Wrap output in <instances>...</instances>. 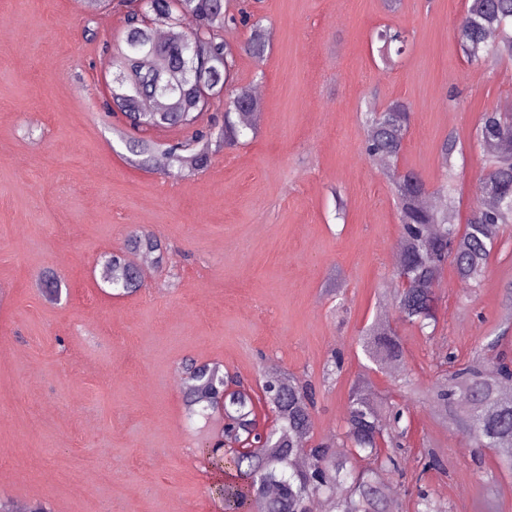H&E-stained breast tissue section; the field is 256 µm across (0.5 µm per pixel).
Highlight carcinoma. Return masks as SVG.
Wrapping results in <instances>:
<instances>
[{"label":"carcinoma","instance_id":"carcinoma-1","mask_svg":"<svg viewBox=\"0 0 512 512\" xmlns=\"http://www.w3.org/2000/svg\"><path fill=\"white\" fill-rule=\"evenodd\" d=\"M244 27L239 48L224 41V28ZM455 34L467 62L488 68L512 62V0H468ZM379 52L387 59L402 57L410 33L385 25L377 32ZM270 45L263 18L241 11H224V0H140L123 17L119 39L105 44L112 57L113 79L108 91L128 123L142 131L195 124L208 106L198 85L224 86V129L219 136L196 130L191 140L166 150L179 173L191 176L205 169L217 150L231 149L246 131L257 132L263 103L251 85L238 82L237 55L260 56ZM154 95L164 107L137 111L143 97ZM412 106L392 99L365 113L363 149L371 158L388 160L384 172L397 201L401 227L397 276L407 286L390 290L397 322L425 331L438 322L440 297L436 283L446 268L458 282L475 287L485 278L503 228L512 224V113L485 109L471 133L485 161L476 186L477 201L464 224L456 223L454 197L448 185L429 188L423 177L400 165L411 126ZM465 145L450 133L440 144L442 162L453 170ZM433 193L444 197L440 207L425 205ZM160 237L148 230L132 232L124 248L101 262V281L119 295L144 287L140 268L129 253L148 256L155 264L166 258ZM366 359L382 369L402 357L398 329L388 320H375L358 338ZM453 352L444 356L452 368L447 382L433 393L438 417L454 424L479 450L492 448L500 465L512 471V360L502 352L471 364L456 366ZM343 354L334 351L323 369V381L341 373ZM182 370L185 410L205 423H216L220 409L227 431L237 441L250 439L263 452L244 448L225 455L206 450L208 463L223 474L212 495L222 512H309L319 499L329 512H396L400 490L390 485L402 476L403 441L408 434L405 410L375 400L365 383L354 385L346 404L339 443L313 439L315 387L288 373L266 377L262 395L226 391L225 375L215 363L188 359ZM273 416L272 425L259 424V411Z\"/></svg>","mask_w":512,"mask_h":512}]
</instances>
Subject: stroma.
Instances as JSON below:
<instances>
[{"mask_svg": "<svg viewBox=\"0 0 512 512\" xmlns=\"http://www.w3.org/2000/svg\"><path fill=\"white\" fill-rule=\"evenodd\" d=\"M467 0H255L272 28L261 57L238 58L260 87L256 137L180 177L130 161L120 116L103 102L112 79L104 42L120 33L117 0H0V496L52 512H219L200 420L185 414L184 360L216 362L257 385L269 365L317 386L314 435L338 434L349 391L377 399L402 381L423 392L441 358L471 359L504 319L512 227L490 271L469 290L446 270L434 336L400 326L403 358L379 371L356 344L373 320H395L379 295L397 285L400 226L380 170L362 152L368 100L409 102L402 157L428 184L445 168L448 133L468 139L480 113L512 101V64L469 66L453 30ZM411 33L399 65L373 54L380 26ZM482 168L456 162L467 217ZM343 208H336V201ZM163 239L164 264L128 297L102 288L100 259L136 230ZM57 279L60 301L44 278ZM344 367L331 383L332 352ZM399 512L417 488L453 512H512V474L474 451L430 403L410 401ZM434 450L446 471H421Z\"/></svg>", "mask_w": 512, "mask_h": 512, "instance_id": "1", "label": "stroma"}]
</instances>
